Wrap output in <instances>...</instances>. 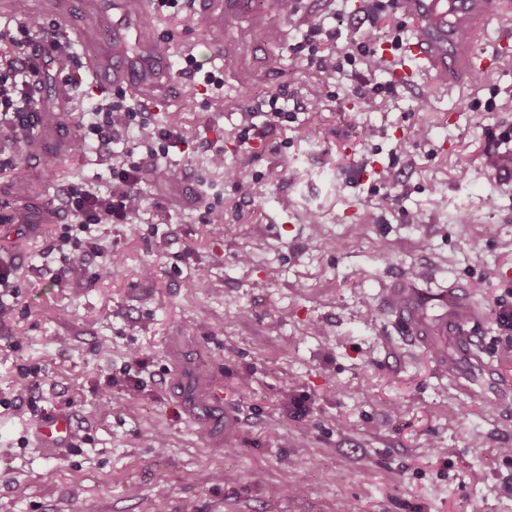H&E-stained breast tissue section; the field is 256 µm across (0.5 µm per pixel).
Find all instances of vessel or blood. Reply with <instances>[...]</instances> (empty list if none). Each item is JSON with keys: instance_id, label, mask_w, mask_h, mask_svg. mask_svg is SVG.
<instances>
[{"instance_id": "b4317fda", "label": "vessel or blood", "mask_w": 512, "mask_h": 512, "mask_svg": "<svg viewBox=\"0 0 512 512\" xmlns=\"http://www.w3.org/2000/svg\"><path fill=\"white\" fill-rule=\"evenodd\" d=\"M197 2L211 21L209 44L216 59L226 49L225 17L247 16L257 26L266 24L253 0ZM396 8L411 21L414 33L404 46L406 64L390 70L395 84H406L417 75L443 76L449 90L459 91L476 77L488 75L483 55L472 48L467 36L499 15V0H397ZM82 9L92 19L84 69L101 84L156 101L170 77L171 55L158 50L142 27L151 13L148 0H86ZM380 304L402 334L432 352L442 376L464 392L481 387L495 397L503 418L512 417V383L482 355L474 326L483 315L469 288L452 283L428 290L400 279L384 288ZM34 432L44 449L69 447L73 439L71 420L62 413L43 418Z\"/></svg>"}]
</instances>
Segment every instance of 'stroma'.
<instances>
[{"label": "stroma", "mask_w": 512, "mask_h": 512, "mask_svg": "<svg viewBox=\"0 0 512 512\" xmlns=\"http://www.w3.org/2000/svg\"><path fill=\"white\" fill-rule=\"evenodd\" d=\"M49 2L0 0V29L38 16L47 29L35 38L47 39ZM256 2L268 28L234 20L224 60L211 57L205 21L173 41L182 91L145 115L196 129L165 160L184 178L149 171L132 224L92 225L105 255L83 256L80 282L55 277L62 225H22L36 196L61 205L75 184L110 189L111 149L88 133L81 104L113 90L82 76L80 57L48 61L36 104L51 134L38 151L34 132L18 131L15 166L0 172V230L16 231L0 248L18 291L0 316V512H512V462L499 454L512 423L491 397L454 389L379 307L397 277L464 283L487 312L484 349L512 379L501 355L512 332L488 315L512 302V178L485 162L489 135L512 128V62L460 93L432 76L395 87L372 109L354 91L360 78L341 74L325 100L322 76L290 54L307 23L336 28L344 51L369 31L387 40L400 15L299 0L283 18L276 0ZM188 54L199 73L184 72ZM206 71L222 73L223 93L203 84ZM63 83L74 99L61 107ZM272 93L322 108L240 146L242 109ZM215 148L220 169L208 164ZM62 337L67 351L45 363ZM133 351L147 359L137 389L122 373ZM183 387L201 409L218 389L234 429L187 420ZM299 396L310 411L295 419ZM56 410L75 438L48 453L31 426Z\"/></svg>", "instance_id": "obj_1"}]
</instances>
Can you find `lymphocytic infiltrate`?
I'll list each match as a JSON object with an SVG mask.
<instances>
[{
	"mask_svg": "<svg viewBox=\"0 0 512 512\" xmlns=\"http://www.w3.org/2000/svg\"><path fill=\"white\" fill-rule=\"evenodd\" d=\"M43 28L38 17L30 16L17 22L15 32H0V141L12 138L17 130L37 124L33 88L40 81V56L54 59L74 54L75 42L69 38H51L43 52L33 49L32 34ZM335 38V31L326 29L323 23L312 22L302 41L292 45L291 51L323 75L357 66L370 74L380 70L382 62L375 50V33H367L355 50L338 55L322 51V44ZM86 115L89 131L97 136L100 144H119L123 150L109 157L112 189L108 195H100L88 187H73L67 193L66 203L76 221L75 228L60 234L53 248L60 251L69 246L82 252L81 257L69 259L59 267V278L67 281L84 279L82 256L99 252L94 241L78 240L77 232L93 224L130 223L145 205L139 190L145 173L158 168L170 149L182 146L192 136L188 129L153 125L138 119L135 105L103 98L90 103ZM290 115L288 103L281 94L267 95L256 106L243 110L236 137L240 144H248L252 133L276 129Z\"/></svg>",
	"mask_w": 512,
	"mask_h": 512,
	"instance_id": "lymphocytic-infiltrate-1",
	"label": "lymphocytic infiltrate"
}]
</instances>
